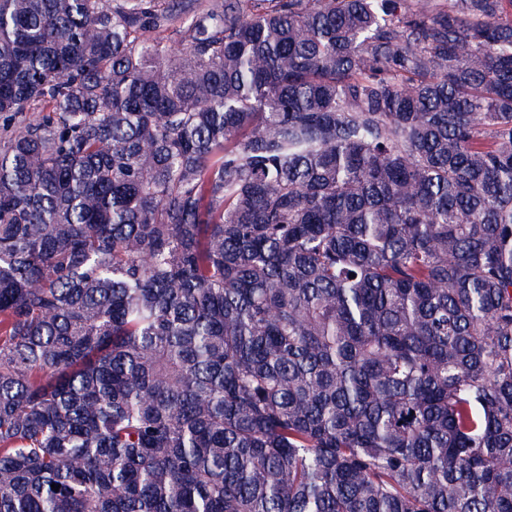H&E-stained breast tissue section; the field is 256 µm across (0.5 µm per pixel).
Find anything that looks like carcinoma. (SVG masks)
I'll list each match as a JSON object with an SVG mask.
<instances>
[{"mask_svg": "<svg viewBox=\"0 0 512 512\" xmlns=\"http://www.w3.org/2000/svg\"><path fill=\"white\" fill-rule=\"evenodd\" d=\"M0 512H512V0H0Z\"/></svg>", "mask_w": 512, "mask_h": 512, "instance_id": "1", "label": "carcinoma"}]
</instances>
